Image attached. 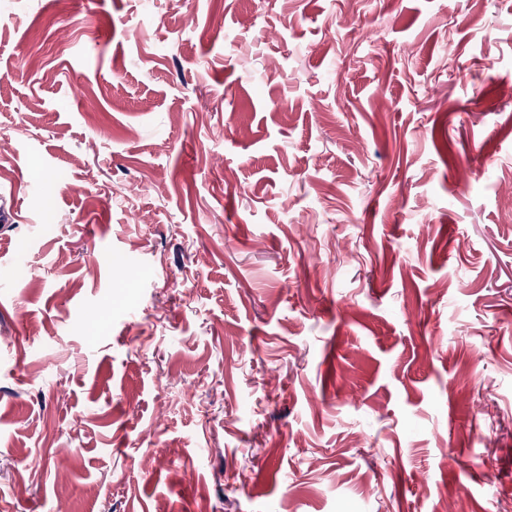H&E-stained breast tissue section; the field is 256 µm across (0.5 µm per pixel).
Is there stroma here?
<instances>
[{
    "label": "stroma",
    "mask_w": 512,
    "mask_h": 512,
    "mask_svg": "<svg viewBox=\"0 0 512 512\" xmlns=\"http://www.w3.org/2000/svg\"><path fill=\"white\" fill-rule=\"evenodd\" d=\"M0 512H512V0H0Z\"/></svg>",
    "instance_id": "obj_1"
}]
</instances>
